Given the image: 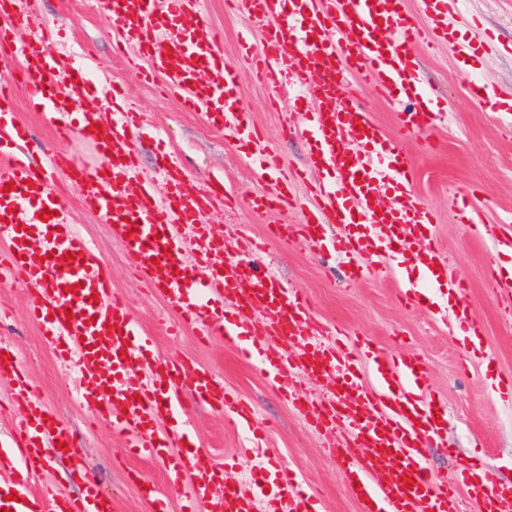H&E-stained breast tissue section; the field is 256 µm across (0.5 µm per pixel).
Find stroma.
I'll list each match as a JSON object with an SVG mask.
<instances>
[{
	"label": "stroma",
	"instance_id": "1",
	"mask_svg": "<svg viewBox=\"0 0 512 512\" xmlns=\"http://www.w3.org/2000/svg\"><path fill=\"white\" fill-rule=\"evenodd\" d=\"M200 8L206 19L203 35L218 41L227 64L249 71L251 59L242 52L241 42L247 38L260 45L264 22L243 11L226 10L225 0H201ZM46 23L62 32L61 38L48 43L49 51L65 57L72 67L86 66L92 82L104 88L115 81L124 83L141 106L142 134L134 148L141 178L152 183L157 199L166 197L156 175L163 151L181 162L189 187H203L214 176L222 181L225 193L214 197L202 221L223 238L225 253L243 252L252 240L267 236L270 225L302 223L303 210L258 212L249 205L251 197L274 191L284 172L304 170L306 165L308 146L300 128L314 106L298 100L296 87L285 85L275 93L249 79L241 87L243 106L282 160V170H265L258 152L245 146L237 131L216 128L204 114L185 111L177 96L162 91L161 79L145 84L129 72L126 55L136 44L124 41V51L115 50L114 43L124 40L123 34L107 29L101 0H29L28 20L16 27L15 34L27 40L30 28ZM448 27L455 33L456 50L440 46L418 52L421 73L443 112L427 139H411L402 147L414 164L417 197L437 212L434 242L448 259L449 273L468 284V301L482 322L484 343L496 369L512 375V296L496 293L489 281L490 266L502 259L490 242L512 225V0H461L448 17ZM484 39L489 46L481 57L470 61L462 55V48ZM474 80L489 86L491 98L471 94ZM274 93L280 98L275 107L269 104ZM467 192L484 225L479 235L454 219L456 202ZM64 204L78 232L110 268L113 292L126 301L157 350L164 357L183 358L211 370L255 406L258 423L273 422L266 445L317 498L318 512H360L347 474L329 452L336 436L311 429L273 392L236 344L218 336L202 345L192 332L170 334L174 314L168 303L131 277L122 247L108 226L95 221L76 191L66 194ZM266 265L309 299L315 318L327 330L340 325L370 336L387 355L414 353L423 359L434 395L448 404L443 445L426 453L435 477L452 478L456 462L478 451L499 481H512V406L497 398L485 364L472 356L467 337L453 330L452 314L402 305L394 277L369 273L352 280L338 260L321 257L297 242L272 243ZM28 296L24 282L0 285V307L12 312L10 320L0 323V340L19 354L48 407L78 435L91 474L111 495L115 512H151L147 498L129 477L133 470L166 493L170 512H181L185 496L171 486L162 458L127 453L108 424L87 429L90 407L76 393V372L59 362L39 326L28 319ZM189 423L208 456L220 463L237 459L243 473H250L254 461L244 450L252 439L225 423L222 413L199 407Z\"/></svg>",
	"mask_w": 512,
	"mask_h": 512
}]
</instances>
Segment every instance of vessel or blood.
Returning <instances> with one entry per match:
<instances>
[{
  "label": "vessel or blood",
  "mask_w": 512,
  "mask_h": 512,
  "mask_svg": "<svg viewBox=\"0 0 512 512\" xmlns=\"http://www.w3.org/2000/svg\"><path fill=\"white\" fill-rule=\"evenodd\" d=\"M251 16L267 20L253 78L275 89L285 80L300 85L315 104L306 113L307 167L318 176L314 192L321 205L301 224H276L272 237L298 241L321 255L345 261L352 278L364 276L357 257L388 261L419 272L429 287L446 295L475 354L484 355L481 324L467 299L465 281L448 274L446 257L426 231L434 211L414 195V166L401 147L434 125L439 102L421 80L416 47L425 41L450 43L446 18L457 0H429L432 27L412 21L404 0H230ZM105 22L123 28L152 66L145 76L163 73L187 111L204 110L216 125L236 124L265 163L279 167L240 98L242 73L224 61L216 40L201 36L205 20L197 0H107ZM57 30L44 26L28 42L0 28V57L18 60L28 96L59 140L80 136L101 157L96 165L53 150L48 163L31 157L27 134L13 120L12 89L0 85V283L37 285L29 316L60 360L77 362L82 396L93 402L90 423L108 422L136 454L164 458L171 481L192 470L187 512H257L254 481L235 468L214 464L197 448L185 425L190 408L206 406L225 420L254 431V406L226 388L210 370L158 355L150 337L135 327L129 310L112 292L106 264L76 231L61 200L52 171L65 172L98 223L114 238L151 292L175 310L178 324L195 329L201 341L224 336L241 348L273 390L318 432L345 426L333 448L336 464L349 478L361 512H458V487L475 496L479 512H502L512 502V484L495 481L479 457L459 466L452 482L431 483L423 448L440 444L447 407L429 391L422 359L387 356L371 339H346L344 331L323 340L307 298L263 270L266 241L247 254L218 265L224 243L201 221L212 202L208 188L188 190L179 169L162 161L159 177L168 185L167 203L156 206L151 188L136 186L137 157L132 146L139 114L125 102L121 84L107 94L118 100L112 122L101 125L96 111H74L76 97L91 83L71 75L68 92H58V60L46 43ZM362 75L377 92L403 102L398 133L383 134L364 108L350 77ZM390 192L393 205L380 204ZM253 209L284 210L296 201L287 187L254 196ZM52 210L43 218L44 210ZM345 227L333 237L328 227ZM213 261L208 280L194 279L184 264L187 251ZM75 259L64 262L65 254ZM298 337L299 358L271 347L269 337ZM333 379L335 402L316 406L298 394L289 377L295 369ZM12 381V401L20 412L8 437L0 438V470L14 476L0 487V512H113L114 504L86 470L80 445L57 415L51 414L21 367L17 355L0 345V376ZM62 442L67 478L81 482L78 497L55 484L38 491L30 476L44 465L45 445ZM288 512H316L314 496L301 490L295 473L273 469Z\"/></svg>",
  "instance_id": "vessel-or-blood-1"
}]
</instances>
